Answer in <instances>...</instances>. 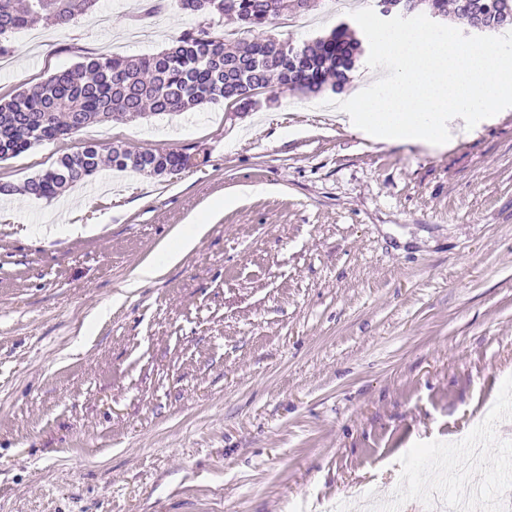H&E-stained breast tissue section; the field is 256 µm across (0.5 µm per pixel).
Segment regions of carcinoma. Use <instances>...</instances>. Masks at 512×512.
I'll list each match as a JSON object with an SVG mask.
<instances>
[{"label": "carcinoma", "mask_w": 512, "mask_h": 512, "mask_svg": "<svg viewBox=\"0 0 512 512\" xmlns=\"http://www.w3.org/2000/svg\"><path fill=\"white\" fill-rule=\"evenodd\" d=\"M416 10L448 13V0H413ZM96 0H0V55L8 51L1 38L44 20L67 26L87 13ZM203 17L197 29L179 35L172 46L139 59L97 54L47 81L0 100V160L17 157L32 147L79 132L92 123L127 120L148 114H176L207 105L226 103L246 109L254 102L251 91L270 88L271 78L281 86L316 93L327 83L341 89L349 81L353 57L361 42L346 24L300 49L271 36L247 46L229 40L215 28V18H234L240 29L255 32L276 17L298 13L296 0H205L194 9ZM112 167L120 171L149 172L184 169L182 153H132L110 150ZM100 166L95 146L60 157L50 168L29 179L24 191L53 198L67 187L93 175Z\"/></svg>", "instance_id": "obj_1"}]
</instances>
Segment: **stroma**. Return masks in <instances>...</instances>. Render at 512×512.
Wrapping results in <instances>:
<instances>
[{"label":"stroma","instance_id":"1","mask_svg":"<svg viewBox=\"0 0 512 512\" xmlns=\"http://www.w3.org/2000/svg\"><path fill=\"white\" fill-rule=\"evenodd\" d=\"M375 0H317L268 35L300 47ZM199 15L97 0L0 56V98L84 55L142 58ZM324 86L238 111L94 123L0 160V512H422L494 497L512 449V108L441 151L347 131ZM87 144L179 151L56 196L28 178ZM241 191L238 204L225 194ZM193 250L149 281L175 228ZM97 225L71 236L64 225ZM209 213L199 216L188 224L178 225L176 228L177 245L173 248H165L163 259L169 263L179 261L187 252H189L205 233L209 224H205L203 219Z\"/></svg>","mask_w":512,"mask_h":512}]
</instances>
